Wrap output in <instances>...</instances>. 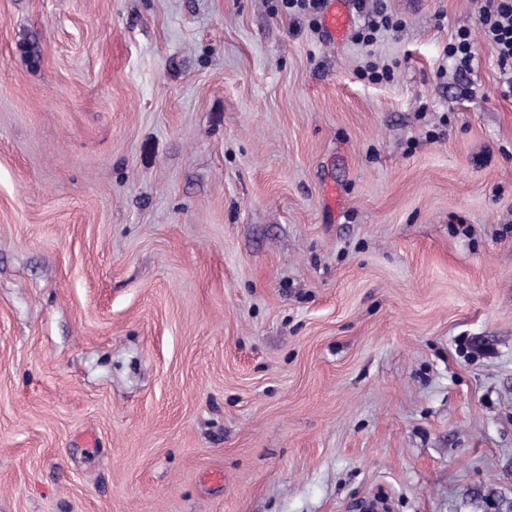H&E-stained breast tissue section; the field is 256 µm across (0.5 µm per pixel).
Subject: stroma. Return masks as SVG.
I'll return each instance as SVG.
<instances>
[{
    "mask_svg": "<svg viewBox=\"0 0 512 512\" xmlns=\"http://www.w3.org/2000/svg\"><path fill=\"white\" fill-rule=\"evenodd\" d=\"M348 6L0 0V512H512L487 0ZM326 1L323 16L325 33L330 39L336 40L343 37L351 27L352 15L347 8V0ZM447 55L454 61L458 74L471 70L474 60V40L469 29L459 28L456 31L448 43Z\"/></svg>",
    "mask_w": 512,
    "mask_h": 512,
    "instance_id": "obj_1",
    "label": "stroma"
}]
</instances>
